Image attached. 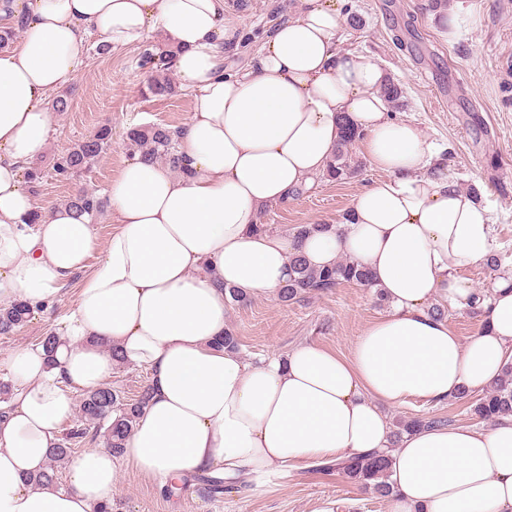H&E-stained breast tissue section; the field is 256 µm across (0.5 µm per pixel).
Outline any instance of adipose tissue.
<instances>
[{
  "mask_svg": "<svg viewBox=\"0 0 512 512\" xmlns=\"http://www.w3.org/2000/svg\"><path fill=\"white\" fill-rule=\"evenodd\" d=\"M275 25L248 69L225 74L241 35L227 0H0V21L24 16L19 47L0 52V306L51 309L84 279L53 357L12 350L13 392L0 416V512H98L120 464L166 481L206 470L262 476L311 459L388 457L393 512H512V415L489 427H426L392 444L387 411L482 390L512 363V272L462 340L429 310L465 306L460 269L492 252L489 210L448 175L446 156L390 112L387 70L339 49L335 0H304ZM163 31L192 93L177 150L125 163L109 188L114 225L99 244L88 217L45 206L22 173L48 144V98L81 70L90 37L111 47ZM381 177L327 232H257L260 214L325 171L345 125ZM104 256L96 269L87 260ZM318 268L346 258L368 269L391 311L345 357L314 343L254 364L217 347L225 289L276 294L293 254ZM117 347L150 372V398L122 456L86 448L69 485L37 487L73 393L104 385Z\"/></svg>",
  "mask_w": 512,
  "mask_h": 512,
  "instance_id": "ef3b65f1",
  "label": "adipose tissue"
}]
</instances>
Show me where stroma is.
<instances>
[{"label":"stroma","mask_w":512,"mask_h":512,"mask_svg":"<svg viewBox=\"0 0 512 512\" xmlns=\"http://www.w3.org/2000/svg\"><path fill=\"white\" fill-rule=\"evenodd\" d=\"M228 19L239 25L243 41L225 61L227 71L246 68L276 21L293 16L302 0H228ZM436 0H340L345 15L359 26H346L342 50L374 57L404 89L396 117L417 124L448 156V174L488 207L494 222V255L498 270L481 264L462 271L476 291L491 294L500 274L512 271V0H447L459 15L455 36L442 38L432 21ZM98 40L88 45L85 65L61 93L69 111L54 115L48 146L37 158L49 168L75 143L101 125L112 128V146L92 167L69 181L46 176L34 196L40 204H62L76 187L106 196L129 154L131 126L159 123L182 126L190 113L191 93L155 98L147 94L148 75L136 65L139 46L100 53ZM379 173L362 165L352 178H317L313 187L287 202L269 207L259 221L274 232L293 235L304 224L341 223L354 198ZM79 278L68 282L57 305L39 312L8 336L0 335V379L9 375L7 356L21 345L38 344L48 333H61ZM372 289L344 283L332 292L294 303L254 294L230 304L227 327L240 354L254 361L282 353L301 342H314L350 355L365 327L389 313ZM391 420L411 416L444 417L474 425L469 401L438 405L411 401L389 409ZM392 501L365 491L340 472L319 474L312 463L287 467L266 478H253L239 491L211 496L197 480L167 496L155 480L121 466L114 512H391Z\"/></svg>","instance_id":"1"}]
</instances>
